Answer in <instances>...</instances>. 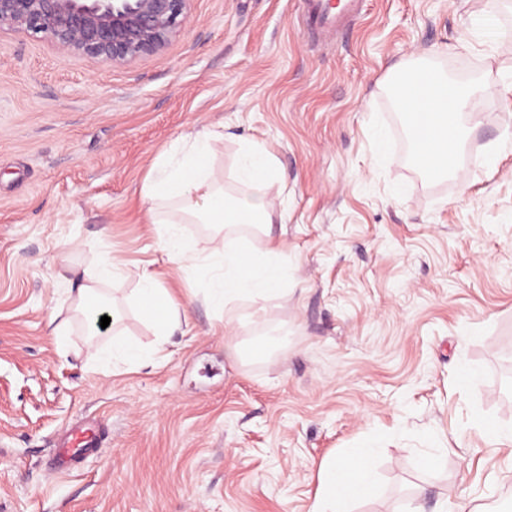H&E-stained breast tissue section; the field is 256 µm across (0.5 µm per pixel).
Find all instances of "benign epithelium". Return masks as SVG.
<instances>
[{"label": "benign epithelium", "mask_w": 512, "mask_h": 512, "mask_svg": "<svg viewBox=\"0 0 512 512\" xmlns=\"http://www.w3.org/2000/svg\"><path fill=\"white\" fill-rule=\"evenodd\" d=\"M191 0H0V34L44 38L60 52L123 65L162 52Z\"/></svg>", "instance_id": "7a95c632"}]
</instances>
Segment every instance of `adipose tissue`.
<instances>
[{
  "instance_id": "obj_1",
  "label": "adipose tissue",
  "mask_w": 512,
  "mask_h": 512,
  "mask_svg": "<svg viewBox=\"0 0 512 512\" xmlns=\"http://www.w3.org/2000/svg\"><path fill=\"white\" fill-rule=\"evenodd\" d=\"M475 92L472 86L450 85L446 77L432 71L427 80L417 82L399 97L398 105L418 145L415 162L429 176L454 172L455 157L465 135L460 118L470 111ZM218 138V133L209 129L183 135L158 162L155 174L146 178L141 195L152 223L161 227L159 236L171 261L178 265L198 261L215 267L210 300L228 310L242 298L257 301L278 293L287 279V268L276 247L259 257L229 241L222 252L216 253L184 238L181 227L185 224H209L219 232L248 224L259 233L265 231L271 218L273 206L264 187L275 174L273 157L259 145L243 149L239 175L252 186L253 193L249 200H239L225 193L209 164ZM122 271V261L114 256L104 257L95 268L84 271L69 291L76 310L85 315L94 305L102 311L111 310L112 301L102 294L101 287ZM137 298L140 306L152 313L159 331L180 325V304L160 288L152 274H141ZM374 455V448L366 445L352 456L323 466L310 512H341L343 499L367 493L374 483L370 464Z\"/></svg>"
}]
</instances>
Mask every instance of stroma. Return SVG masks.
Wrapping results in <instances>:
<instances>
[{
    "label": "stroma",
    "instance_id": "obj_1",
    "mask_svg": "<svg viewBox=\"0 0 512 512\" xmlns=\"http://www.w3.org/2000/svg\"><path fill=\"white\" fill-rule=\"evenodd\" d=\"M416 65L481 88L456 176L413 162L392 93ZM511 82L512 0H362L318 40L302 0H193L180 37L118 67L0 36V512H308L322 464L368 442L376 488L346 512L456 496L512 512V446L489 436L512 426ZM210 125L228 195L252 194L243 144L273 156L272 234L247 241L288 265L286 291L238 302L229 326L141 197ZM106 254L126 265L104 287L116 330L149 365L103 366L70 309L64 268ZM143 271L185 311L168 335L136 303ZM228 340L269 348L235 364ZM95 419L98 453L55 469L54 447Z\"/></svg>",
    "mask_w": 512,
    "mask_h": 512
}]
</instances>
